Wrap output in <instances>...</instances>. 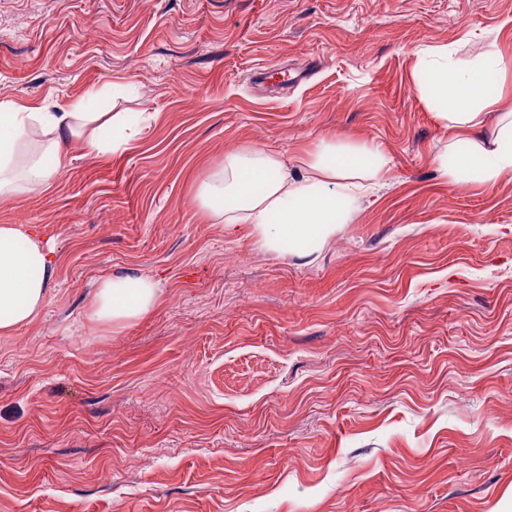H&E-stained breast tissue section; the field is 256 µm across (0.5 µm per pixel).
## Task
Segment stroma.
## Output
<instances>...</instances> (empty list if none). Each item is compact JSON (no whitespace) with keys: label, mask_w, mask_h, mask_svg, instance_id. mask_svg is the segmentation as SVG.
Returning <instances> with one entry per match:
<instances>
[{"label":"stroma","mask_w":512,"mask_h":512,"mask_svg":"<svg viewBox=\"0 0 512 512\" xmlns=\"http://www.w3.org/2000/svg\"><path fill=\"white\" fill-rule=\"evenodd\" d=\"M440 45L512 58V0H0V100L94 88L141 130L0 203L57 265L0 336V512H512V176L440 179L448 128L414 80ZM323 135L392 170L311 256L194 204L225 150L292 162ZM111 272L161 304L87 322Z\"/></svg>","instance_id":"35a3bbf8"}]
</instances>
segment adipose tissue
<instances>
[{"mask_svg":"<svg viewBox=\"0 0 512 512\" xmlns=\"http://www.w3.org/2000/svg\"><path fill=\"white\" fill-rule=\"evenodd\" d=\"M415 79L451 137L467 143L465 153L440 156L444 182L496 183L512 175V118L487 124L484 111L494 102L489 91L496 73L512 59L495 52L463 69L447 47L415 52ZM82 98L66 112H45L13 100L0 101V201L46 188L68 167L69 149L111 153L103 138L101 113ZM293 171L278 153L258 147L225 151L224 165L202 183L194 198L205 214L224 226L244 224L257 250L285 255L307 244H324L337 225L348 223L369 190L384 183L391 158L377 146L322 138ZM52 248L39 233L20 224L0 225V336L34 323L45 309L56 276ZM160 285L136 273L100 278L91 293L86 318L108 328L136 323L161 302Z\"/></svg>","mask_w":512,"mask_h":512,"instance_id":"ef3b65f1","label":"adipose tissue"}]
</instances>
